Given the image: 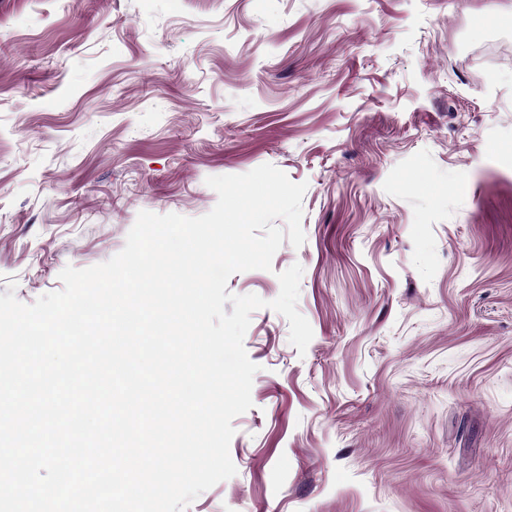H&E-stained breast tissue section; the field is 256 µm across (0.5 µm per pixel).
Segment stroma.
<instances>
[{"instance_id": "stroma-1", "label": "stroma", "mask_w": 512, "mask_h": 512, "mask_svg": "<svg viewBox=\"0 0 512 512\" xmlns=\"http://www.w3.org/2000/svg\"><path fill=\"white\" fill-rule=\"evenodd\" d=\"M306 183V352L251 315L233 477L185 512H512V0H0V294L205 180Z\"/></svg>"}]
</instances>
